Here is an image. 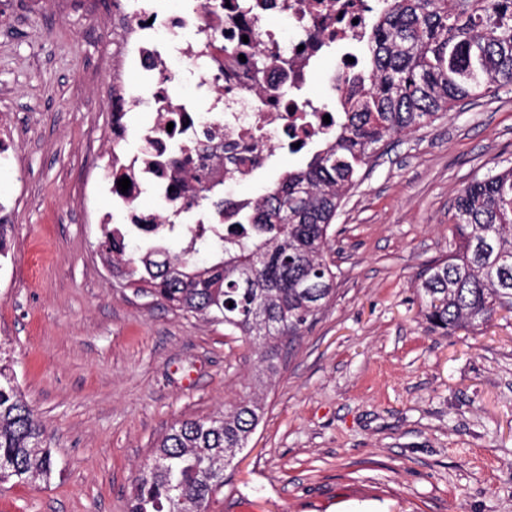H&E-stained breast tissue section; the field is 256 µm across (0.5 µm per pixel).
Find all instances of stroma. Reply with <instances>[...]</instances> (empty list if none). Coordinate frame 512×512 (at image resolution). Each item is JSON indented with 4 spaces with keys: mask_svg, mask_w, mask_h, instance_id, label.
Here are the masks:
<instances>
[{
    "mask_svg": "<svg viewBox=\"0 0 512 512\" xmlns=\"http://www.w3.org/2000/svg\"><path fill=\"white\" fill-rule=\"evenodd\" d=\"M17 26L0 28V109L22 117L19 167L0 179L17 200L0 339L56 472L0 483V512H127L172 425L254 391L255 355L112 277L98 250L112 201L72 195L111 162L108 111L85 89L107 47L79 13L23 8ZM509 166L512 86L393 138L336 218V298L265 376L210 512H512V313L444 336L414 287L454 247L458 191Z\"/></svg>",
    "mask_w": 512,
    "mask_h": 512,
    "instance_id": "35a3bbf8",
    "label": "stroma"
}]
</instances>
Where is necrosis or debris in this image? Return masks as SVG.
Wrapping results in <instances>:
<instances>
[{"label":"necrosis or debris","mask_w":512,"mask_h":512,"mask_svg":"<svg viewBox=\"0 0 512 512\" xmlns=\"http://www.w3.org/2000/svg\"><path fill=\"white\" fill-rule=\"evenodd\" d=\"M54 17L91 14L90 34L112 116V163L90 187L111 196L124 224L227 232L253 199L225 194L276 156L319 144L330 109L310 84L325 70L344 97L366 75L344 50L373 35L371 0H29ZM150 120L139 124V113ZM129 178L128 191L117 182ZM154 203L144 206V196Z\"/></svg>","instance_id":"obj_1"}]
</instances>
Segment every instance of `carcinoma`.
I'll list each match as a JSON object with an SVG mask.
<instances>
[{
    "mask_svg": "<svg viewBox=\"0 0 512 512\" xmlns=\"http://www.w3.org/2000/svg\"><path fill=\"white\" fill-rule=\"evenodd\" d=\"M366 90L343 103L336 129L305 166L264 187L227 235L203 231L182 250L131 249L109 225L102 253L112 276L248 342L259 371L274 372L283 340L301 338L336 294L329 260L342 200L393 136L435 122L460 103L512 85V0H394L378 11ZM456 249L417 279L421 314L445 334L512 310V167L488 172L452 206ZM205 250L215 257L201 264ZM246 395L217 416L174 424L139 469L129 512H208L224 472L263 415ZM55 470L44 428L0 345V481L47 483Z\"/></svg>",
    "mask_w": 512,
    "mask_h": 512,
    "instance_id": "obj_1",
    "label": "carcinoma"
}]
</instances>
